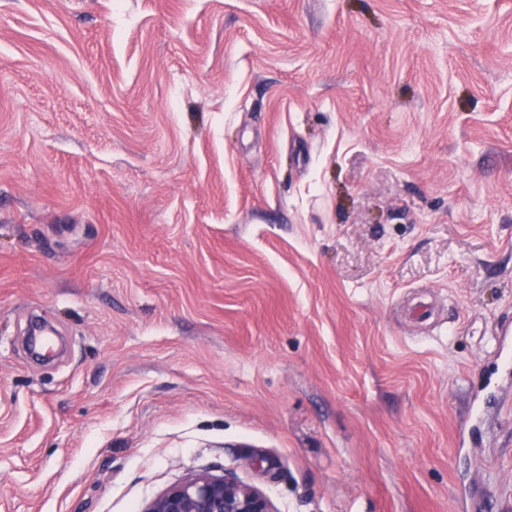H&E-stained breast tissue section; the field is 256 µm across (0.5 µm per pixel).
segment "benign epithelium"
<instances>
[{
  "mask_svg": "<svg viewBox=\"0 0 512 512\" xmlns=\"http://www.w3.org/2000/svg\"><path fill=\"white\" fill-rule=\"evenodd\" d=\"M143 512H277L259 489L207 473L180 482L153 499Z\"/></svg>",
  "mask_w": 512,
  "mask_h": 512,
  "instance_id": "1",
  "label": "benign epithelium"
}]
</instances>
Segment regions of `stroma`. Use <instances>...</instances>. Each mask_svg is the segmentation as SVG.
Segmentation results:
<instances>
[{
  "label": "stroma",
  "instance_id": "1",
  "mask_svg": "<svg viewBox=\"0 0 512 512\" xmlns=\"http://www.w3.org/2000/svg\"><path fill=\"white\" fill-rule=\"evenodd\" d=\"M507 322L512 0H0V512H512ZM143 512H276L259 489L207 473L180 482L153 499Z\"/></svg>",
  "mask_w": 512,
  "mask_h": 512
}]
</instances>
